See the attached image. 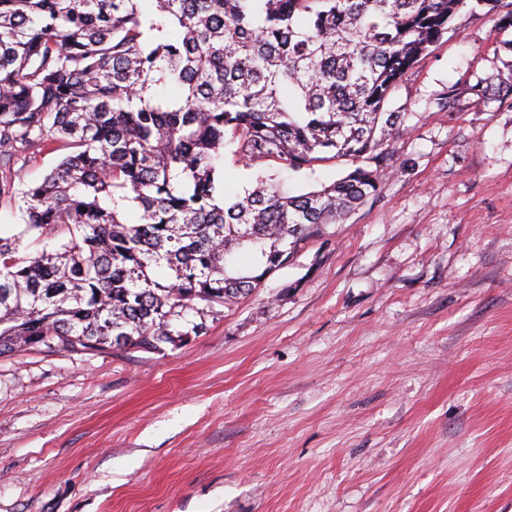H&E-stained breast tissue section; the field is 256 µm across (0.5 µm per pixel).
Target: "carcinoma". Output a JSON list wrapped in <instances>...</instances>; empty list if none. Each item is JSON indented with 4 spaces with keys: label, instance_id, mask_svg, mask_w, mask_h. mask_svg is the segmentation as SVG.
Returning <instances> with one entry per match:
<instances>
[{
    "label": "carcinoma",
    "instance_id": "obj_1",
    "mask_svg": "<svg viewBox=\"0 0 512 512\" xmlns=\"http://www.w3.org/2000/svg\"><path fill=\"white\" fill-rule=\"evenodd\" d=\"M0 0V356L157 350L262 286L323 224L377 195L391 94L463 8L502 0ZM512 93V75L481 89ZM60 159L20 192L18 161ZM310 180L249 176L224 151ZM139 213L130 224L125 215ZM249 251L240 267L234 254ZM225 169L226 174H228L227 190L234 192L229 195H235L239 192L241 193L243 186L246 184L248 175L254 171H262L267 175H275L278 178L286 180L287 182L289 181V173L282 169L279 164L270 160L265 162H257L251 170H246L243 166H238L232 156L227 154L225 158ZM289 182L292 183L300 191H309L311 188H313L312 186L317 184L315 180L296 178L290 179Z\"/></svg>",
    "mask_w": 512,
    "mask_h": 512
}]
</instances>
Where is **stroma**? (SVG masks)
<instances>
[{
  "label": "stroma",
  "mask_w": 512,
  "mask_h": 512,
  "mask_svg": "<svg viewBox=\"0 0 512 512\" xmlns=\"http://www.w3.org/2000/svg\"><path fill=\"white\" fill-rule=\"evenodd\" d=\"M511 40L457 16L380 194L187 344L0 357V512H512Z\"/></svg>",
  "instance_id": "stroma-1"
}]
</instances>
